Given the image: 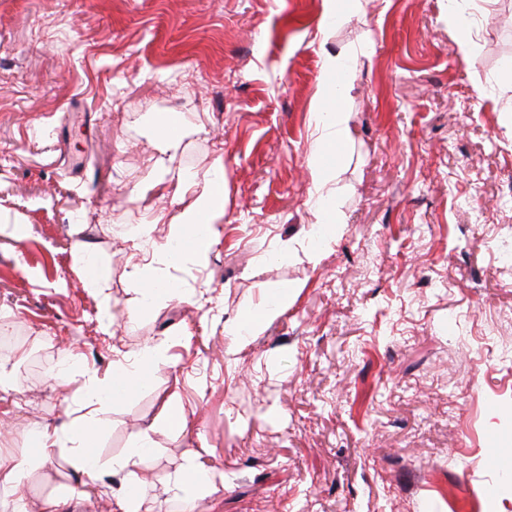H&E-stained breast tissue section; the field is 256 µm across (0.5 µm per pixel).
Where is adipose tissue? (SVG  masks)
Here are the masks:
<instances>
[{"instance_id": "1", "label": "adipose tissue", "mask_w": 512, "mask_h": 512, "mask_svg": "<svg viewBox=\"0 0 512 512\" xmlns=\"http://www.w3.org/2000/svg\"><path fill=\"white\" fill-rule=\"evenodd\" d=\"M347 56L336 53L326 55L323 62L322 82L326 86L325 100L331 101L333 108L326 117L317 124L318 136L313 142L311 155L314 161V194L311 207L322 234L319 249L313 250L312 259H319L322 248L328 247L336 239V234L344 222L342 215L327 201L323 189L330 178L331 166L328 157L340 151L350 139V115L338 106L339 78L347 68ZM224 203L217 200L214 191L205 190L195 196L193 204L180 215V222L173 231L174 241H187L185 254H173L171 249H157L152 236V227L161 223L163 214L149 213L138 227L136 245L141 255L139 263L133 266V288L136 293L151 302L162 304L175 295L174 289L168 287L163 280V268L180 265L185 256L204 257L209 251L212 239L200 236L198 229L202 221H210L223 214ZM84 414L72 417L66 427L40 429L34 431L31 438L34 447V460L41 461L51 457L58 449H69L74 463L80 466L88 476L97 474V458L93 454L98 446L100 402L88 396L83 400ZM150 445L148 433L135 435L131 448L123 457L114 459L112 471L121 475L123 487L120 494L114 497L113 512H141L143 505L135 488L140 479L137 475L138 459L145 448Z\"/></svg>"}]
</instances>
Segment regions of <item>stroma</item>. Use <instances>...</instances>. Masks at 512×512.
Wrapping results in <instances>:
<instances>
[{
	"instance_id": "obj_1",
	"label": "stroma",
	"mask_w": 512,
	"mask_h": 512,
	"mask_svg": "<svg viewBox=\"0 0 512 512\" xmlns=\"http://www.w3.org/2000/svg\"><path fill=\"white\" fill-rule=\"evenodd\" d=\"M338 51L345 224L314 262L310 147ZM218 164L209 252L131 316L120 226L164 211L167 245L185 177ZM511 179L512 0H362L331 24L323 0H0V334L22 338L0 450L25 460L31 430L66 421L119 353L168 358L105 400L98 485L64 454L23 471L31 512L65 494L110 512L112 460L140 431L153 512H512ZM84 253L109 270L100 287ZM288 284L287 310L233 351L239 312ZM34 351L69 383L25 370ZM172 402L187 429L165 423ZM190 455L211 479L188 508ZM197 471L195 457H192L186 461L185 465L174 477L176 484L183 491L182 500L186 505L192 503L197 495L200 483Z\"/></svg>"
}]
</instances>
